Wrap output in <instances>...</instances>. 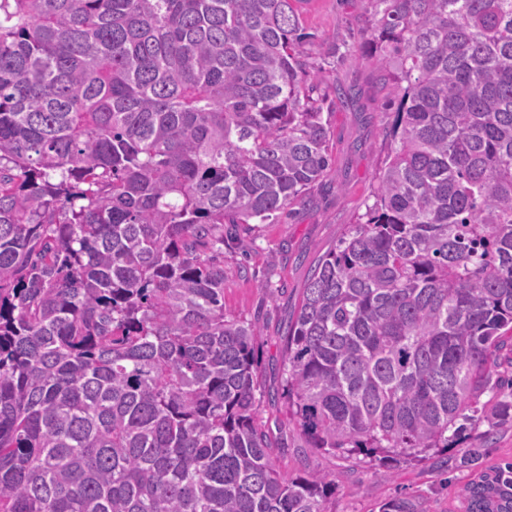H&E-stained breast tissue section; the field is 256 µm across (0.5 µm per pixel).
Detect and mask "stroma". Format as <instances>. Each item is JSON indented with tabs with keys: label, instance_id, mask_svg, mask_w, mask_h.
I'll return each mask as SVG.
<instances>
[{
	"label": "stroma",
	"instance_id": "obj_1",
	"mask_svg": "<svg viewBox=\"0 0 512 512\" xmlns=\"http://www.w3.org/2000/svg\"><path fill=\"white\" fill-rule=\"evenodd\" d=\"M367 0H309L303 25L312 42L336 44L346 58L334 65L311 55V66L326 68L337 84L350 88L352 100L330 117L329 147L333 163L328 176L306 202L268 224L224 227V311L258 324L263 387H280L282 338L316 260L335 246L350 224L374 202V175L388 149L386 134L394 117L392 88L382 87L376 70L352 61L369 23ZM251 242L241 253V241ZM301 439L288 437V451L277 464L285 474L324 470L336 477L326 499L327 512H370L376 502L396 493L427 497L434 512H450L457 504L468 473L443 481L435 461L396 463L345 459L309 451L306 460L292 453Z\"/></svg>",
	"mask_w": 512,
	"mask_h": 512
}]
</instances>
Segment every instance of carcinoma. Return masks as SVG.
Wrapping results in <instances>:
<instances>
[{
  "instance_id": "obj_1",
  "label": "carcinoma",
  "mask_w": 512,
  "mask_h": 512,
  "mask_svg": "<svg viewBox=\"0 0 512 512\" xmlns=\"http://www.w3.org/2000/svg\"><path fill=\"white\" fill-rule=\"evenodd\" d=\"M303 2L0 0V512H325L330 474L271 459L260 332L224 313V225L331 166ZM369 2L390 147L282 395L310 448L423 461L512 426V0ZM460 499L512 512V463Z\"/></svg>"
}]
</instances>
